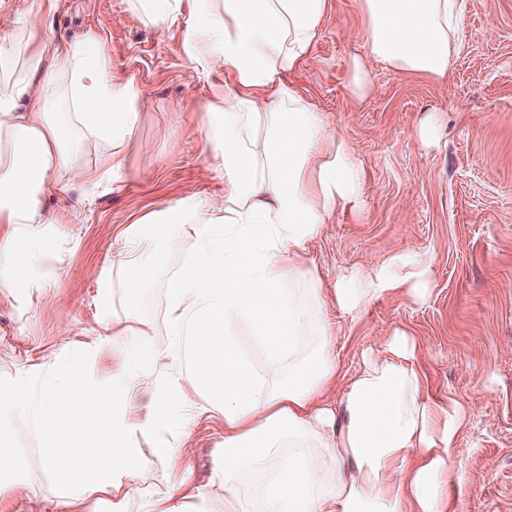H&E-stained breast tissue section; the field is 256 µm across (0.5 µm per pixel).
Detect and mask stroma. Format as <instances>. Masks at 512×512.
Returning <instances> with one entry per match:
<instances>
[{
    "label": "stroma",
    "mask_w": 512,
    "mask_h": 512,
    "mask_svg": "<svg viewBox=\"0 0 512 512\" xmlns=\"http://www.w3.org/2000/svg\"><path fill=\"white\" fill-rule=\"evenodd\" d=\"M465 12L462 51L448 78L435 82L369 58L357 37L362 17L355 0H329L310 62L288 80L326 113L364 175L362 209H337L312 245L325 284L402 250L436 256L424 302L385 296L359 320L340 319L343 373L353 375L363 352L391 328L406 327L425 345L421 363L432 394L471 411L455 442L464 478L448 488L449 512H512V0H465ZM47 23L61 43L96 36L113 73L133 80L153 107L130 145L132 176L93 191L71 175L63 194L46 200L61 219L52 285L0 296V373L53 351L62 318L76 341L98 331L97 276L112 259L118 225L224 188L203 136L185 130L213 88L227 82L223 71L186 83L180 33L143 24L127 0H58ZM357 58L366 59L372 76L360 97L350 85ZM433 111L442 118L439 145L427 149L415 130ZM72 207L79 223L63 220ZM189 246L183 238L162 249L142 290L137 314L152 324L151 342L160 349L170 341L163 320L168 280ZM223 440L224 424L215 420L191 425L186 440L192 478L208 487L210 512H226L223 489L210 483ZM13 445L26 489L12 495L9 512H44L54 487L25 419L17 421Z\"/></svg>",
    "instance_id": "1"
}]
</instances>
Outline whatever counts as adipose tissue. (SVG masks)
Masks as SVG:
<instances>
[{
  "instance_id": "1",
  "label": "adipose tissue",
  "mask_w": 512,
  "mask_h": 512,
  "mask_svg": "<svg viewBox=\"0 0 512 512\" xmlns=\"http://www.w3.org/2000/svg\"><path fill=\"white\" fill-rule=\"evenodd\" d=\"M149 24L182 33L188 81L223 69L200 128L224 189L188 196L116 230L119 247L98 274L101 331L63 338L37 363L0 375V512L19 467L10 440L25 417L46 451L60 512L90 498L128 512H209L192 485L184 445L199 417L224 422V460L213 479L230 512H448V486L462 480L455 441L468 410L436 398L420 364L422 344L402 327L342 379L330 310L354 320L375 300L430 292L435 257L397 253L339 275L325 287L311 245L337 208L359 205L362 172L349 142L283 76L308 61L328 0H128ZM369 55L393 70L447 78L461 51L462 0H356ZM0 293L45 287L37 271L57 239L44 209L75 173L90 185L127 176L129 147L151 104L136 83L115 77L95 37L59 44L44 9L0 2ZM154 225L187 235L171 275L164 319L171 336L149 342L150 323L109 316L115 270H126L128 308L138 305L158 259ZM248 330L268 367L251 373L235 345ZM110 380L83 372L108 338ZM156 373L169 412L138 407L127 392ZM342 387L339 401L328 398ZM156 437L169 470L165 490L138 483L137 436Z\"/></svg>"
}]
</instances>
